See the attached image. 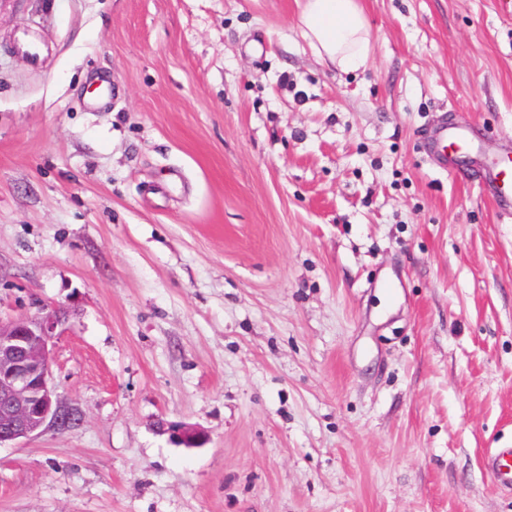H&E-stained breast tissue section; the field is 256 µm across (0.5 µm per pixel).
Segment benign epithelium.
Segmentation results:
<instances>
[{"mask_svg": "<svg viewBox=\"0 0 512 512\" xmlns=\"http://www.w3.org/2000/svg\"><path fill=\"white\" fill-rule=\"evenodd\" d=\"M68 322L59 306L45 313L0 320V445L29 439L46 430L68 431L81 413L63 403L52 383L51 347ZM181 443L195 446L202 434L173 430Z\"/></svg>", "mask_w": 512, "mask_h": 512, "instance_id": "benign-epithelium-1", "label": "benign epithelium"}]
</instances>
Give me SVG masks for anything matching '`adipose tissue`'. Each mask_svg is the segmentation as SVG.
Here are the masks:
<instances>
[{
	"mask_svg": "<svg viewBox=\"0 0 512 512\" xmlns=\"http://www.w3.org/2000/svg\"><path fill=\"white\" fill-rule=\"evenodd\" d=\"M300 24L303 38L319 57L345 70L365 63L368 27L357 0H305Z\"/></svg>",
	"mask_w": 512,
	"mask_h": 512,
	"instance_id": "ef3b65f1",
	"label": "adipose tissue"
}]
</instances>
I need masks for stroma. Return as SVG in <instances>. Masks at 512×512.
<instances>
[{
	"label": "stroma",
	"instance_id": "obj_1",
	"mask_svg": "<svg viewBox=\"0 0 512 512\" xmlns=\"http://www.w3.org/2000/svg\"><path fill=\"white\" fill-rule=\"evenodd\" d=\"M359 4L345 72L302 0H0V319L83 414L0 512H512V219L423 149L512 153V0ZM512 444L489 450L484 467L501 492H512Z\"/></svg>",
	"mask_w": 512,
	"mask_h": 512
}]
</instances>
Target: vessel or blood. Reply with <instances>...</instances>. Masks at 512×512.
<instances>
[{"instance_id":"vessel-or-blood-1","label":"vessel or blood","mask_w":512,"mask_h":512,"mask_svg":"<svg viewBox=\"0 0 512 512\" xmlns=\"http://www.w3.org/2000/svg\"><path fill=\"white\" fill-rule=\"evenodd\" d=\"M432 146L441 155L451 151L480 159L484 178L493 187L490 198L494 206L499 213L512 217V158L502 155L490 159L483 157L480 140L467 124H442L435 132ZM484 467L500 491L512 492L511 446L488 451Z\"/></svg>"}]
</instances>
